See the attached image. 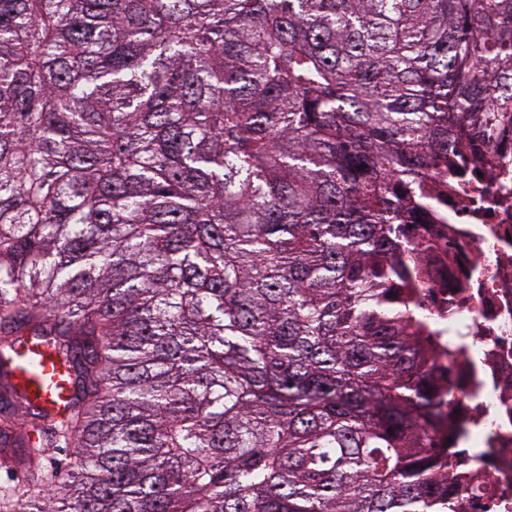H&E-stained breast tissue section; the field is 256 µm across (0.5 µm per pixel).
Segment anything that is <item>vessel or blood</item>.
I'll return each instance as SVG.
<instances>
[{
	"label": "vessel or blood",
	"instance_id": "vessel-or-blood-1",
	"mask_svg": "<svg viewBox=\"0 0 512 512\" xmlns=\"http://www.w3.org/2000/svg\"><path fill=\"white\" fill-rule=\"evenodd\" d=\"M14 373L16 383L43 406L57 411L66 405L71 389L69 377L43 345L28 344Z\"/></svg>",
	"mask_w": 512,
	"mask_h": 512
}]
</instances>
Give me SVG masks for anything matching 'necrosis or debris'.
<instances>
[{
    "mask_svg": "<svg viewBox=\"0 0 512 512\" xmlns=\"http://www.w3.org/2000/svg\"><path fill=\"white\" fill-rule=\"evenodd\" d=\"M446 197L429 223L417 300L440 361L433 392L451 414V486L459 512H512V130L481 161L465 152L433 175ZM481 480H472V473Z\"/></svg>",
    "mask_w": 512,
    "mask_h": 512,
    "instance_id": "1",
    "label": "necrosis or debris"
}]
</instances>
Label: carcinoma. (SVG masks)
Segmentation results:
<instances>
[{"label":"carcinoma","instance_id":"carcinoma-1","mask_svg":"<svg viewBox=\"0 0 512 512\" xmlns=\"http://www.w3.org/2000/svg\"><path fill=\"white\" fill-rule=\"evenodd\" d=\"M510 119L512 0H0V512H456L409 225ZM17 364L16 383L30 396L37 395L43 406L56 411L64 408L71 392L69 377L43 345L29 343Z\"/></svg>","mask_w":512,"mask_h":512}]
</instances>
